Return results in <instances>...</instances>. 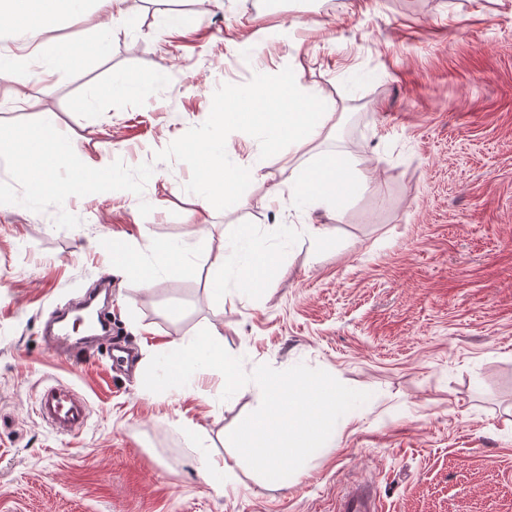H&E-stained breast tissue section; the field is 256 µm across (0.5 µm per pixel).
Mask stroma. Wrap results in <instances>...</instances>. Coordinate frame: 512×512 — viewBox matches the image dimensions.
Returning <instances> with one entry per match:
<instances>
[{"mask_svg": "<svg viewBox=\"0 0 512 512\" xmlns=\"http://www.w3.org/2000/svg\"><path fill=\"white\" fill-rule=\"evenodd\" d=\"M131 13L106 55L39 83L40 106L13 108L0 83V123L59 133L79 171L109 158L141 199L135 213L101 194L28 209L0 170V512H336L362 478L382 512H512V0H143ZM286 70L339 113L323 147L367 181L332 210L268 202L314 156L233 131L229 152L259 175L197 246L176 144L205 136L229 92ZM113 81L123 91L108 92ZM93 87L104 93L89 110ZM242 226L276 266L215 301L207 255ZM112 239L180 240L195 260L147 288L113 282L128 373L67 361L42 339L53 310L109 276L100 244ZM209 323L246 372L302 363L371 394L282 486L228 441L258 408L257 384L226 401L215 375L143 386V364ZM55 382L88 400L82 431L58 435L38 416ZM200 447L226 462L222 489L199 473Z\"/></svg>", "mask_w": 512, "mask_h": 512, "instance_id": "obj_1", "label": "stroma"}]
</instances>
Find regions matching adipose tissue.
<instances>
[{"instance_id":"1","label":"adipose tissue","mask_w":512,"mask_h":512,"mask_svg":"<svg viewBox=\"0 0 512 512\" xmlns=\"http://www.w3.org/2000/svg\"><path fill=\"white\" fill-rule=\"evenodd\" d=\"M123 0H0V30L24 38L28 54L0 53V82L10 84L11 95L18 107H35L40 103L36 92L39 82L62 74L90 55H103L110 48L112 27L130 24L131 16L122 6ZM105 9L109 21L97 27L87 42H41L42 34L64 20L84 17L91 8ZM264 100L266 111H253L256 100ZM235 109L214 113L207 136L190 141L179 148L195 171V180L186 186L197 205L189 216L191 224H206L213 208L234 203L244 179L241 166L224 148L227 127L246 131L249 140H261L274 148L287 144L296 153L316 152L312 165L293 171L287 192L272 190V200L289 195L299 209L312 211L331 209L344 191L354 185L356 169L345 154L317 152L319 141L335 137L338 123L335 112L319 97L304 89L298 76L276 82L258 77L248 88L234 95ZM288 104V116H281V104ZM0 165L7 167L23 182L25 192L20 202L37 207L47 198L62 201L83 195L84 178L74 173V159L68 144L51 131L40 136L11 128L0 130ZM112 252L114 275L134 278L150 285L161 275H181L193 267L188 250L172 241H154L148 254L142 255L125 242L108 244ZM234 263H226L223 253L210 258L209 291L215 299H223L226 286L246 292L256 288L272 267L249 232L236 236L231 244Z\"/></svg>"}]
</instances>
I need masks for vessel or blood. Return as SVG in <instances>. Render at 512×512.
<instances>
[{
    "mask_svg": "<svg viewBox=\"0 0 512 512\" xmlns=\"http://www.w3.org/2000/svg\"><path fill=\"white\" fill-rule=\"evenodd\" d=\"M50 336L60 355L80 361L112 346V322L105 313L97 315V331L80 338L72 337L64 326L51 331ZM38 414L56 433L62 435L81 431L89 419L86 399L73 387L64 383L45 386L37 397ZM336 512H382L380 493L369 481L348 486L336 503Z\"/></svg>",
    "mask_w": 512,
    "mask_h": 512,
    "instance_id": "1",
    "label": "vessel or blood"
}]
</instances>
